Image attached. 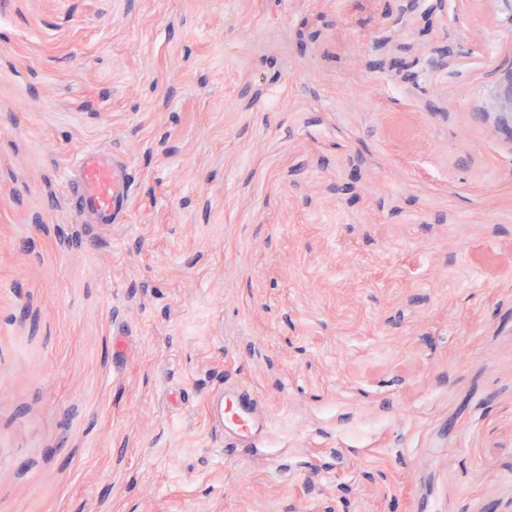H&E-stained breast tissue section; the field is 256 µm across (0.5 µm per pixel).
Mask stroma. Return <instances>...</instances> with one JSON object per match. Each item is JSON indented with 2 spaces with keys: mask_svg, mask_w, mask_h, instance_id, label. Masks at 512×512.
Here are the masks:
<instances>
[{
  "mask_svg": "<svg viewBox=\"0 0 512 512\" xmlns=\"http://www.w3.org/2000/svg\"><path fill=\"white\" fill-rule=\"evenodd\" d=\"M0 19V512H512V0ZM73 165L76 183L72 195L75 213L95 224L119 221L127 208L130 185L122 166L112 154L88 149L78 155ZM230 405L227 407V400ZM212 418L224 430V434L236 439V434H260L268 428V420L259 414V402L251 392L237 388L224 393V398L211 402Z\"/></svg>",
  "mask_w": 512,
  "mask_h": 512,
  "instance_id": "stroma-1",
  "label": "stroma"
}]
</instances>
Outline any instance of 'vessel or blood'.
<instances>
[{
    "instance_id": "vessel-or-blood-1",
    "label": "vessel or blood",
    "mask_w": 512,
    "mask_h": 512,
    "mask_svg": "<svg viewBox=\"0 0 512 512\" xmlns=\"http://www.w3.org/2000/svg\"><path fill=\"white\" fill-rule=\"evenodd\" d=\"M73 165L76 183L72 204L78 216L94 223L108 225L118 222L127 208L130 196L128 177L110 153L89 149L78 155ZM211 415L225 435L259 434L268 427V420L259 413L255 395L244 389L228 392L226 398L212 401Z\"/></svg>"
}]
</instances>
